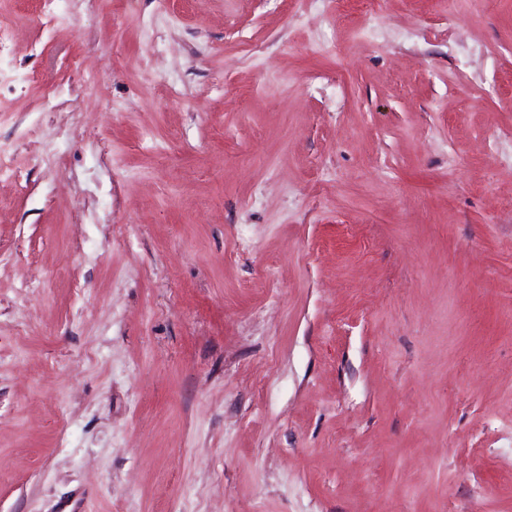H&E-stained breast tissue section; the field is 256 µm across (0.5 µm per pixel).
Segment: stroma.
I'll return each mask as SVG.
<instances>
[{
    "mask_svg": "<svg viewBox=\"0 0 512 512\" xmlns=\"http://www.w3.org/2000/svg\"><path fill=\"white\" fill-rule=\"evenodd\" d=\"M360 9L0 0V512H512V0Z\"/></svg>",
    "mask_w": 512,
    "mask_h": 512,
    "instance_id": "35a3bbf8",
    "label": "stroma"
}]
</instances>
